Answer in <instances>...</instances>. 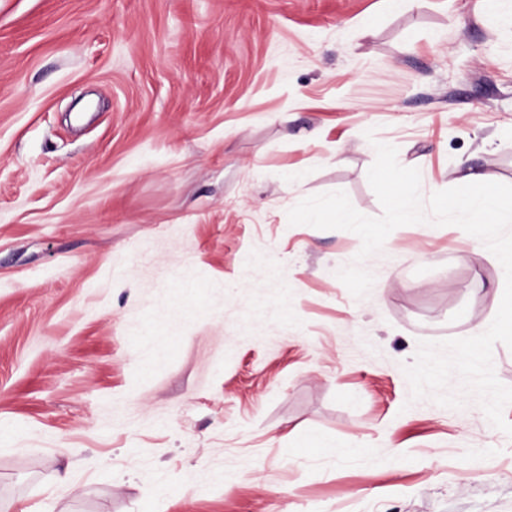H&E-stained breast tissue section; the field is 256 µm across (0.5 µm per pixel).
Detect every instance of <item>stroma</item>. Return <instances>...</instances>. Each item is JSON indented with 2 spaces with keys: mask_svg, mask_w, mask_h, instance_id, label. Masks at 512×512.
I'll return each instance as SVG.
<instances>
[{
  "mask_svg": "<svg viewBox=\"0 0 512 512\" xmlns=\"http://www.w3.org/2000/svg\"><path fill=\"white\" fill-rule=\"evenodd\" d=\"M377 141L426 197L512 184V17L0 0V504L512 512V437L476 401H411L403 372L491 323L498 259L402 226L357 298L337 272L360 238L288 221L333 191L381 215Z\"/></svg>",
  "mask_w": 512,
  "mask_h": 512,
  "instance_id": "obj_1",
  "label": "stroma"
}]
</instances>
